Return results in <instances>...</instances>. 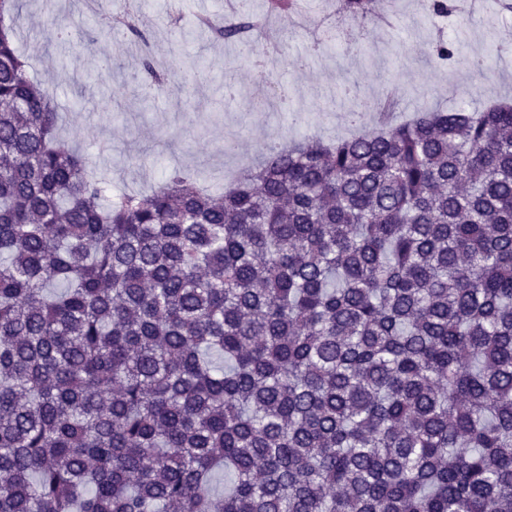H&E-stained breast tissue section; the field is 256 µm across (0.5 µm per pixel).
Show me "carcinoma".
<instances>
[{
    "instance_id": "carcinoma-1",
    "label": "carcinoma",
    "mask_w": 512,
    "mask_h": 512,
    "mask_svg": "<svg viewBox=\"0 0 512 512\" xmlns=\"http://www.w3.org/2000/svg\"><path fill=\"white\" fill-rule=\"evenodd\" d=\"M22 7L0 0V512H512V105L112 200L59 142ZM81 20L49 40L149 46L129 11ZM259 22L242 0L205 27L245 47Z\"/></svg>"
}]
</instances>
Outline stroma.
<instances>
[{"label":"stroma","instance_id":"stroma-1","mask_svg":"<svg viewBox=\"0 0 512 512\" xmlns=\"http://www.w3.org/2000/svg\"><path fill=\"white\" fill-rule=\"evenodd\" d=\"M398 25L385 30L366 22L368 38L362 51L346 52L343 39L308 69L298 72L280 65L273 77L281 84L277 105L266 106L267 86L235 45L211 38L196 20L189 0H153L140 17L148 45L125 43L120 57L126 73L99 83L87 79L95 59L111 44L95 35L91 52L72 53L52 46L41 22V0H24L16 20L17 38L33 59L30 72L38 83L54 88L62 116L61 138L82 151L103 172L112 190H140L158 183L165 169L177 168L219 187L239 170L255 165L268 143L303 139L337 140L351 134L338 121L339 111L353 102L339 98L343 81L359 84L376 96L399 86L401 107L392 120L413 117L421 106L479 111L496 101L512 102V67H489L476 75L459 63L434 62L432 47L442 31L430 24L416 0H394ZM445 30L462 32L463 55H494L512 41V11L503 12L485 0L480 15L458 12L445 19ZM150 51L167 78L166 89L149 106L140 102V85L150 76L139 60ZM204 57L213 76L195 85L193 59ZM232 72L240 89L224 102L222 81ZM480 83V94L469 91ZM239 137V148L224 151L226 136Z\"/></svg>","mask_w":512,"mask_h":512}]
</instances>
